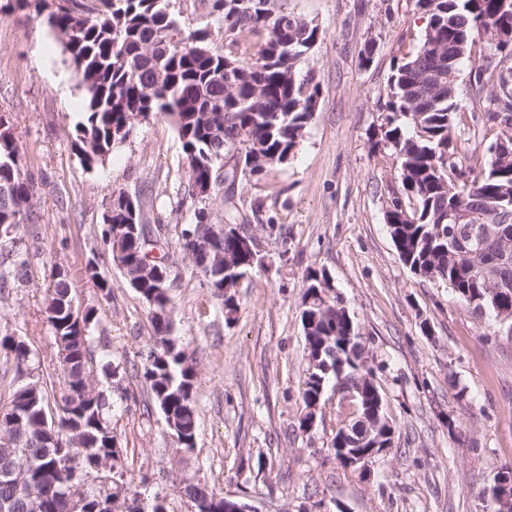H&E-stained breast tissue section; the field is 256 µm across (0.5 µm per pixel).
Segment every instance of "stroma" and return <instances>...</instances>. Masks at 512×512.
Listing matches in <instances>:
<instances>
[{
	"label": "stroma",
	"mask_w": 512,
	"mask_h": 512,
	"mask_svg": "<svg viewBox=\"0 0 512 512\" xmlns=\"http://www.w3.org/2000/svg\"><path fill=\"white\" fill-rule=\"evenodd\" d=\"M0 0V115L9 118L38 187V237L31 277L0 299V334L25 337L54 394L64 375L44 319L51 269L68 273L74 305L94 308L104 343L95 372L121 447L126 498L191 512L185 478L250 503L257 512H482L480 495L512 464V336L493 317L456 303L438 281L400 260L385 212L400 185L392 157L376 146L393 64L413 51L428 18L414 0H293L322 35L308 60L320 84L315 115L296 156L260 179L236 183L231 204L254 234L259 262L236 289L238 311L202 288L178 241L176 334L197 372L199 428L192 450L177 449L138 373L153 346L146 302L99 238L113 192L148 194L166 223L189 222L187 164L173 126L151 117L89 169L75 148L85 94L45 23ZM377 48L370 64L361 53ZM262 201L260 225L252 205ZM97 259L112 294L85 278ZM326 269L365 344L373 379L395 426L394 445L367 471L329 453L337 399L325 394L313 431L298 430L308 368L301 321L305 277Z\"/></svg>",
	"instance_id": "obj_1"
}]
</instances>
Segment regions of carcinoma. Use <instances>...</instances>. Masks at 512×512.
<instances>
[{"label":"carcinoma","mask_w":512,"mask_h":512,"mask_svg":"<svg viewBox=\"0 0 512 512\" xmlns=\"http://www.w3.org/2000/svg\"><path fill=\"white\" fill-rule=\"evenodd\" d=\"M291 0H210L208 15L220 22L224 50L212 47V31L185 32L171 0H16L27 15L44 18L63 47L85 91L87 112L76 127L75 147L92 169L125 140L137 116L171 120L188 164L184 197L191 220L177 231L183 253L201 284L237 311V278L253 269L239 254L232 212L213 211L224 187L288 164L311 123L320 88L311 70L301 75L322 30L290 7ZM428 16L417 49L393 66L381 141L399 166L401 188L386 211L391 240L403 264L451 289L475 314L497 313L488 290L505 288L502 304L512 310V144L495 146L512 126V0H415ZM490 36L485 55L469 72L470 106L458 101L460 61L471 56L476 37ZM166 76L156 83V75ZM498 128L496 139L476 137L471 124ZM0 290L29 278L17 248L20 228L34 222L37 192L10 122L0 115ZM243 154L242 162L224 160ZM466 208L474 224L448 223V210ZM169 225L154 202L118 191L104 211L101 240L110 253L128 251V283L148 304L155 348L143 364L149 398L186 439L197 433L196 368L173 336L169 255L146 260L138 243L167 245ZM86 277L107 297L111 287L96 263ZM45 320L58 350L65 390L58 415L48 416L49 397L34 367V354L19 336H0V366L13 371L9 414L17 425L0 424V504L8 512H101L103 500L120 512H145L138 499L120 500L123 448L105 415L107 399L93 383V352L100 337L92 308L71 312L65 269L52 271ZM325 271L311 270L303 294L302 325L308 369L300 390L298 428L309 430L318 396L317 379L343 373L354 394L349 411H338L337 431L347 430L352 448H366L363 416L371 400L361 367L358 330H349L337 296L315 289ZM196 512H224V498L199 482L184 485Z\"/></svg>","instance_id":"1"}]
</instances>
